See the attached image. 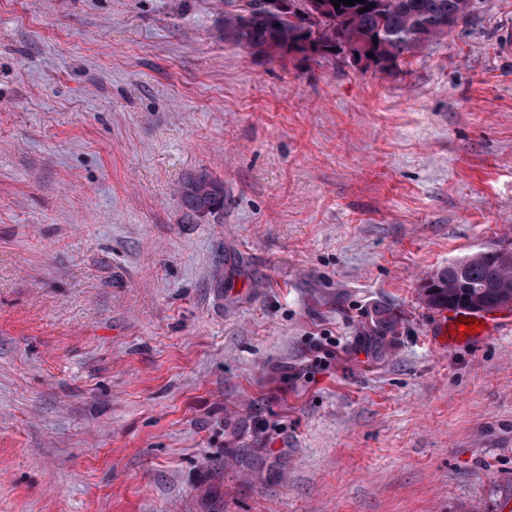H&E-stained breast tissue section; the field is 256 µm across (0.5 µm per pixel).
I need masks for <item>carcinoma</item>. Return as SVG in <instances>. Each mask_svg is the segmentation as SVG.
<instances>
[{"label": "carcinoma", "instance_id": "obj_1", "mask_svg": "<svg viewBox=\"0 0 512 512\" xmlns=\"http://www.w3.org/2000/svg\"><path fill=\"white\" fill-rule=\"evenodd\" d=\"M311 0H293L296 14L275 15L262 0H247L224 11V35L253 52L279 58L305 46L302 61H314L336 51L348 55L363 49L380 57L389 72L404 56L448 33V11L469 0H365L311 14ZM369 11L359 13L363 8ZM180 202L187 218L224 214V183L205 171L186 177ZM428 305L440 310L492 311L512 302V250L477 251L448 265L424 288Z\"/></svg>", "mask_w": 512, "mask_h": 512}]
</instances>
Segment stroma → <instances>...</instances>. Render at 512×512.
<instances>
[{
  "label": "stroma",
  "instance_id": "1",
  "mask_svg": "<svg viewBox=\"0 0 512 512\" xmlns=\"http://www.w3.org/2000/svg\"><path fill=\"white\" fill-rule=\"evenodd\" d=\"M224 9L0 0V512H512V332L422 293L512 249V0L389 74ZM179 193L187 218L224 214V183L205 171L186 177ZM448 321H445V325L448 326V343L457 344L467 343L476 338H482L485 336L501 334L503 332L510 331V320L503 321L498 318L491 316L490 314H470L467 312H456V311H448ZM474 318L473 325L475 321L483 324V328L475 329L474 333L466 334V337L459 338V333L464 332V330L459 328V324L468 325L470 322H467V319ZM456 321H459V324H456ZM450 330H454V333H450Z\"/></svg>",
  "mask_w": 512,
  "mask_h": 512
}]
</instances>
